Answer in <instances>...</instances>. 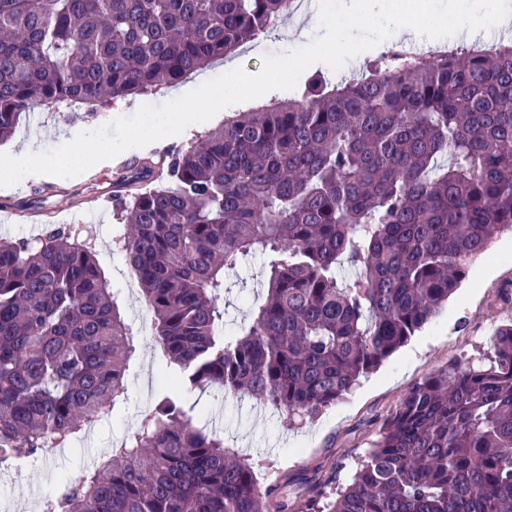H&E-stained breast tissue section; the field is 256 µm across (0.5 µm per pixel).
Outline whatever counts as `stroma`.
<instances>
[{"label":"stroma","mask_w":512,"mask_h":512,"mask_svg":"<svg viewBox=\"0 0 512 512\" xmlns=\"http://www.w3.org/2000/svg\"><path fill=\"white\" fill-rule=\"evenodd\" d=\"M298 7L278 18L276 26L245 44L232 59L257 73L261 58L294 48L281 32L298 15ZM172 88L137 95L97 107L42 106L29 112L14 134L0 142V151L18 154L43 151L70 141L75 132L92 131L140 105L172 100ZM206 130H184L144 148L130 149L83 174L62 179L46 176L0 188V212L20 215V222L0 229L8 239L40 237L51 224H82L93 238L101 266L121 292L123 311L137 333L138 352L128 374V392L108 420L90 436H78L64 448L40 453L21 468L0 470V512H26L34 502L53 496L57 488L87 470L95 457L107 454L115 439L133 431L154 406L163 363L151 336L154 317L143 305L115 235L128 219L112 205L126 164L159 160L171 150L187 148ZM480 278H466L431 324L389 358L347 397L314 417L288 422L272 406L251 397L237 398L215 389L186 398L198 411V425L219 434L225 447L246 456L260 488L275 490L277 501L296 506L311 499L326 504L338 486L348 484L359 463L380 437L384 421L410 387L453 360L484 361L490 356L495 329L512 321V232L499 234L488 256L473 263ZM221 303L226 331H237L251 307L262 299L261 263L230 273Z\"/></svg>","instance_id":"obj_1"}]
</instances>
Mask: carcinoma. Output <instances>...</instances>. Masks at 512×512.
<instances>
[{
    "label": "carcinoma",
    "mask_w": 512,
    "mask_h": 512,
    "mask_svg": "<svg viewBox=\"0 0 512 512\" xmlns=\"http://www.w3.org/2000/svg\"><path fill=\"white\" fill-rule=\"evenodd\" d=\"M290 2L0 0V142L38 106L105 105L200 72ZM120 182L131 227L116 244L174 391L43 512H288L181 395L213 388L311 416L438 315L512 230V44L387 52L333 86L316 74L224 117L164 174L138 162ZM256 256L265 301L226 333V273ZM492 350L415 383L328 512H512V323ZM136 351L80 230L0 240V454L67 445L111 413Z\"/></svg>",
    "instance_id": "carcinoma-1"
}]
</instances>
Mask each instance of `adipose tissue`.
I'll return each instance as SVG.
<instances>
[{
    "instance_id": "ef3b65f1",
    "label": "adipose tissue",
    "mask_w": 512,
    "mask_h": 512,
    "mask_svg": "<svg viewBox=\"0 0 512 512\" xmlns=\"http://www.w3.org/2000/svg\"><path fill=\"white\" fill-rule=\"evenodd\" d=\"M383 0H339L337 7L341 14H384L385 21L393 31L392 43L421 46L434 43L439 36L432 26L411 21V11L427 14L429 0H417L415 7L398 4L389 12H382ZM496 29L512 28V0H448V39L458 41L472 34L484 25Z\"/></svg>"
}]
</instances>
